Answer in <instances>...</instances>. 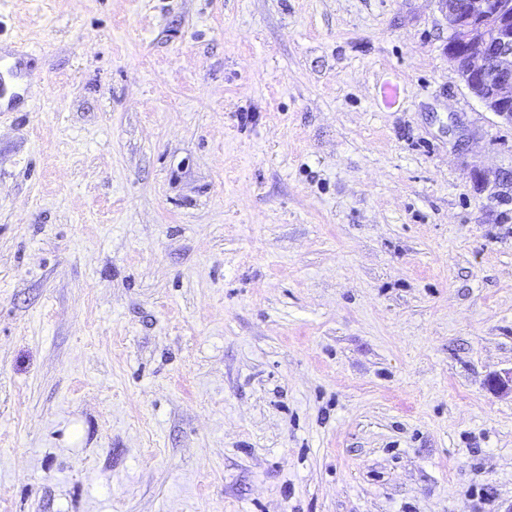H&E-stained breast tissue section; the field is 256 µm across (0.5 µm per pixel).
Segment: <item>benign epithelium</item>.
<instances>
[{"instance_id": "7a95c632", "label": "benign epithelium", "mask_w": 512, "mask_h": 512, "mask_svg": "<svg viewBox=\"0 0 512 512\" xmlns=\"http://www.w3.org/2000/svg\"><path fill=\"white\" fill-rule=\"evenodd\" d=\"M448 60L488 111L512 123V0H437Z\"/></svg>"}]
</instances>
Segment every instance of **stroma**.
<instances>
[{
    "instance_id": "obj_1",
    "label": "stroma",
    "mask_w": 512,
    "mask_h": 512,
    "mask_svg": "<svg viewBox=\"0 0 512 512\" xmlns=\"http://www.w3.org/2000/svg\"><path fill=\"white\" fill-rule=\"evenodd\" d=\"M435 0H0V512H512V123ZM27 57V52L3 54L0 51V101L7 99L9 104L15 105L23 99V93L26 92L27 86L33 80V74L27 67ZM2 62L4 63L6 74L14 80L15 85L7 84L3 73L1 75ZM20 87L23 88V93L18 90Z\"/></svg>"
}]
</instances>
